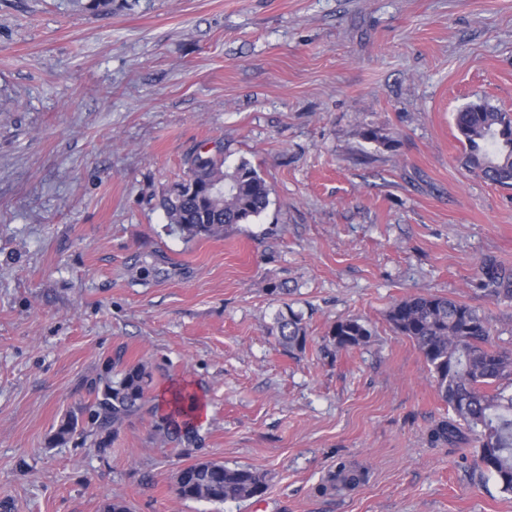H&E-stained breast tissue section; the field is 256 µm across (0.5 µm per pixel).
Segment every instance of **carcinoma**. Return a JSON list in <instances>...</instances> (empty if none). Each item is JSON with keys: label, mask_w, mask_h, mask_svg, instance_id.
I'll list each match as a JSON object with an SVG mask.
<instances>
[{"label": "carcinoma", "mask_w": 512, "mask_h": 512, "mask_svg": "<svg viewBox=\"0 0 512 512\" xmlns=\"http://www.w3.org/2000/svg\"><path fill=\"white\" fill-rule=\"evenodd\" d=\"M113 0H72L73 8L103 14ZM466 165L477 176L498 185H512V113L485 102L470 103L456 114ZM185 178L165 189L158 207L166 223L187 240L219 239L228 229L252 224L268 208L271 190L246 161L226 165L224 157L196 150L186 160ZM476 287L483 296L512 301V270L491 261L480 270ZM393 328L413 342L422 354L438 394L454 418L433 432L450 442L466 435L478 444L483 473L512 493V352L498 350L491 339L489 318L470 304L445 296L412 295L396 301L387 313ZM275 336L288 351H303L308 342L302 313L290 305L274 317ZM373 331L360 318L336 321L329 342L336 351L368 343ZM153 371L138 361L121 358L108 363L91 388L88 406L96 445L106 449L124 423L151 402ZM169 410L155 421L165 440H191L187 419L199 407L197 394L176 389ZM84 434L77 416H64L52 441L65 444ZM367 471L341 463L317 487L321 495L350 490L365 482ZM266 476L247 467L200 460L182 468L177 494L184 500L224 503L262 496Z\"/></svg>", "instance_id": "obj_1"}]
</instances>
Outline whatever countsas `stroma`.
Here are the masks:
<instances>
[{"label":"stroma","instance_id":"stroma-1","mask_svg":"<svg viewBox=\"0 0 512 512\" xmlns=\"http://www.w3.org/2000/svg\"><path fill=\"white\" fill-rule=\"evenodd\" d=\"M479 101L512 113V0H0V512H512L477 448L432 440L451 413L387 321L446 296L512 351V302L471 286L486 259L512 269V187L466 168L455 125ZM202 146L249 161L270 204L189 241L157 202ZM286 301L300 353L269 332ZM351 317L370 342L329 355ZM119 354L156 404L202 396L189 454L147 413L104 451L52 444ZM198 460L268 488L182 500ZM341 461L368 483L315 495Z\"/></svg>","mask_w":512,"mask_h":512}]
</instances>
